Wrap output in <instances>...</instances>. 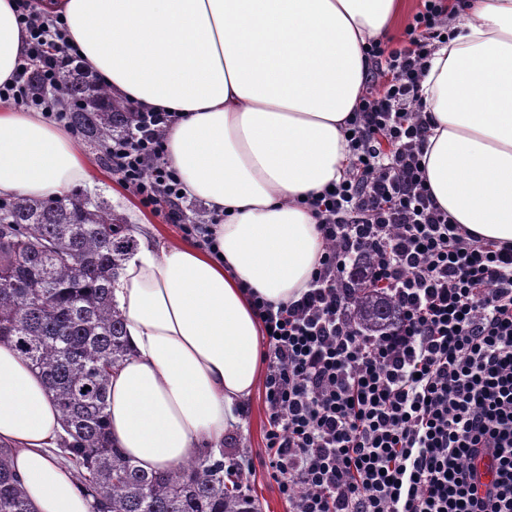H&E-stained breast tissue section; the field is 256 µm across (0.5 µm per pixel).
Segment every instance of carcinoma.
<instances>
[{"label":"carcinoma","mask_w":512,"mask_h":512,"mask_svg":"<svg viewBox=\"0 0 512 512\" xmlns=\"http://www.w3.org/2000/svg\"><path fill=\"white\" fill-rule=\"evenodd\" d=\"M43 95L70 104L72 125L99 150L130 131L126 104L76 66ZM135 247L102 196L0 199V344L44 378L63 418L60 449L94 498V512H255L238 482L224 480V460L147 473L110 438L111 371L130 354L112 290ZM356 304L368 330L392 319L391 303L364 289ZM12 455L0 446V512H31Z\"/></svg>","instance_id":"1"}]
</instances>
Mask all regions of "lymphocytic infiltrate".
<instances>
[{
  "label": "lymphocytic infiltrate",
  "mask_w": 512,
  "mask_h": 512,
  "mask_svg": "<svg viewBox=\"0 0 512 512\" xmlns=\"http://www.w3.org/2000/svg\"><path fill=\"white\" fill-rule=\"evenodd\" d=\"M15 6L28 53L0 100L67 124L34 88L78 58L65 22L34 0ZM466 7L421 0L402 47H367L343 176L306 200L325 244L319 265L289 304L254 299L268 361L264 466L292 512H512V246L453 223L422 165L426 63ZM176 118L134 109L107 161L143 207L209 245L224 217L200 224L183 210L164 146ZM362 287L392 302V325H358Z\"/></svg>",
  "instance_id": "lymphocytic-infiltrate-1"
}]
</instances>
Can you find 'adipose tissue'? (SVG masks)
<instances>
[{"instance_id":"adipose-tissue-1","label":"adipose tissue","mask_w":512,"mask_h":512,"mask_svg":"<svg viewBox=\"0 0 512 512\" xmlns=\"http://www.w3.org/2000/svg\"><path fill=\"white\" fill-rule=\"evenodd\" d=\"M0 0V84L27 34ZM400 0H43L82 68L115 99L178 113L167 159L188 198L223 214L216 244L139 235L118 278L131 357L112 372L109 432L159 472L221 448L262 371L252 295L286 304L323 252L309 193L347 165L346 121L364 48ZM435 125L426 184L477 237L512 243V0H473L422 84ZM92 164L71 131L0 102V196L55 199ZM60 413L41 377L0 346V444L11 447L33 512H92L93 499L48 448Z\"/></svg>"}]
</instances>
